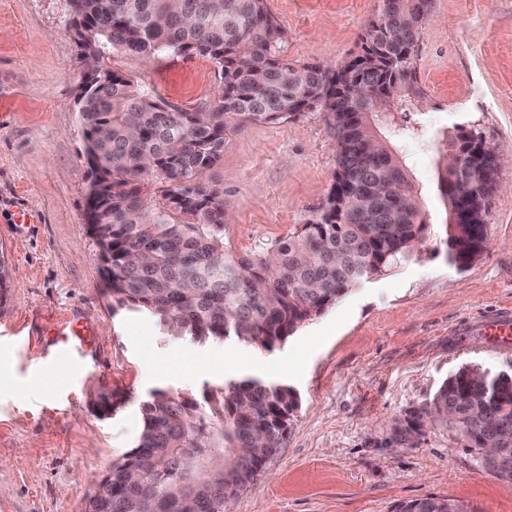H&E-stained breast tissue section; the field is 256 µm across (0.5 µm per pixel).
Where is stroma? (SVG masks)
I'll return each mask as SVG.
<instances>
[{"label":"stroma","mask_w":512,"mask_h":512,"mask_svg":"<svg viewBox=\"0 0 512 512\" xmlns=\"http://www.w3.org/2000/svg\"><path fill=\"white\" fill-rule=\"evenodd\" d=\"M381 0H268L288 60L337 65L356 54ZM69 0H0V512H81L92 481L133 448L150 393L202 399L254 376L292 388L285 444L224 512H395L430 496L470 512H512V483L480 468L447 432L391 442L410 410L459 370L512 375V345L481 323L512 310V0H433L415 47L422 95L405 141L428 228L408 261L352 287L285 342L266 348L167 335L113 311L102 249L89 232L92 171L75 108L81 82ZM113 69L189 111L222 86L197 55L116 54ZM502 159L488 245L449 262L437 163L459 129ZM336 144L324 112L230 128L210 177L224 194V243L243 253L320 213ZM27 223H17L19 214ZM87 324L79 368L47 355L59 325Z\"/></svg>","instance_id":"obj_1"}]
</instances>
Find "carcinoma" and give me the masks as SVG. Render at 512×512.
<instances>
[{
  "mask_svg": "<svg viewBox=\"0 0 512 512\" xmlns=\"http://www.w3.org/2000/svg\"><path fill=\"white\" fill-rule=\"evenodd\" d=\"M81 84L76 100L98 187L91 230L111 256L112 308L149 317L170 336H234L270 348L363 280L410 259L427 224L378 109L418 93L412 51L432 0H382L361 51L337 66L284 59V31L267 0H70ZM118 51L198 55L224 83L215 101L188 111L134 83L108 60ZM362 85L359 97L344 87ZM326 114L336 181L319 220L269 247L224 246V195L207 175L221 162L228 123H281L308 109ZM460 131L458 167L438 162L450 260L466 264L486 245L487 199L498 165L471 164ZM150 177L160 197L140 196ZM297 408L293 391L232 378L203 402L152 393L134 448L87 496L82 512H224L281 447ZM455 419L448 421V414ZM443 430L476 454L494 440L505 457L485 470L512 482V375L465 368L432 402L410 411L394 443L413 446ZM397 512H469L447 498L398 504Z\"/></svg>",
  "mask_w": 512,
  "mask_h": 512,
  "instance_id": "obj_1",
  "label": "carcinoma"
}]
</instances>
